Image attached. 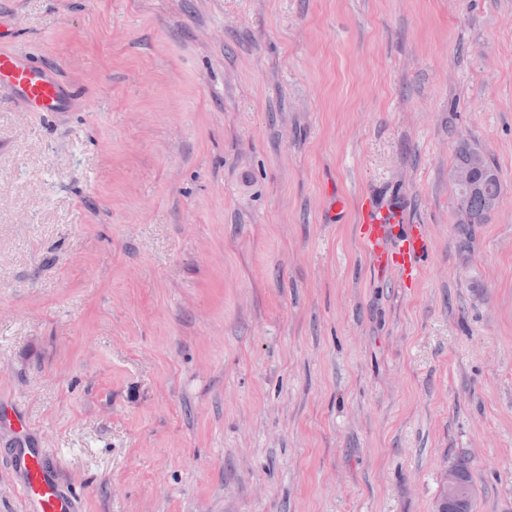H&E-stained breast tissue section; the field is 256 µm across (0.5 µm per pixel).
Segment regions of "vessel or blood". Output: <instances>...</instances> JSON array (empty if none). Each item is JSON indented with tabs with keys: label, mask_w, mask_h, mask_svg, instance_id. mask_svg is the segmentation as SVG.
Masks as SVG:
<instances>
[{
	"label": "vessel or blood",
	"mask_w": 512,
	"mask_h": 512,
	"mask_svg": "<svg viewBox=\"0 0 512 512\" xmlns=\"http://www.w3.org/2000/svg\"><path fill=\"white\" fill-rule=\"evenodd\" d=\"M3 76L22 100L38 103L43 110L57 112L68 106L66 94L51 71L21 64L15 55L0 53ZM360 236L375 266H395L409 283L418 279V261L428 241L419 225L405 223L399 202L381 205L365 199ZM12 462L29 512H75V500L60 491L57 475L42 464L40 449L20 440L12 452Z\"/></svg>",
	"instance_id": "vessel-or-blood-1"
}]
</instances>
